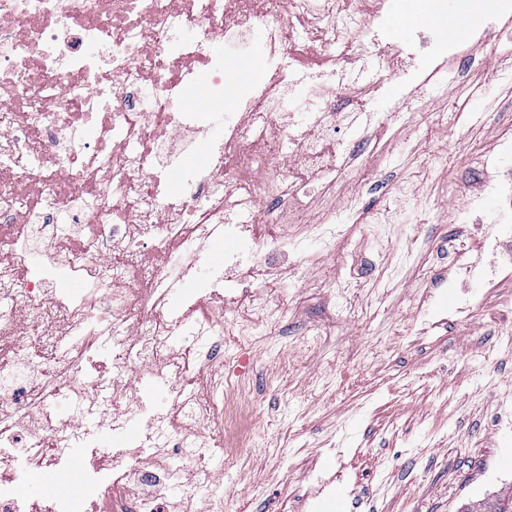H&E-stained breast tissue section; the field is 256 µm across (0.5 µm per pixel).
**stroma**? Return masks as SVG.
Masks as SVG:
<instances>
[{
  "label": "stroma",
  "mask_w": 512,
  "mask_h": 512,
  "mask_svg": "<svg viewBox=\"0 0 512 512\" xmlns=\"http://www.w3.org/2000/svg\"><path fill=\"white\" fill-rule=\"evenodd\" d=\"M370 4L387 38L354 45L368 75L336 98L342 107L362 100L381 123L370 140L339 137L362 172L377 173L363 192L368 214L392 215V181L409 182L412 197L384 240L350 220L333 250L311 244L300 268L267 261L251 274L281 322L274 334L226 350L244 386L225 399L254 407L249 445L214 455L238 460L221 476L237 512H285L321 475L334 480L328 493L340 495L331 512H464L512 490V427L494 422L498 403L512 400V363L499 356L512 340V282L467 295L454 267L436 260L442 242L456 239L467 247L460 262L472 261L483 225L495 218L490 197L476 221L460 214L484 178L474 158L496 160L512 137V42L474 49L461 71L445 72L446 94L414 99L405 78L382 65L387 40L443 30L452 8L487 21L497 0H433L409 30L396 22L398 0ZM264 40V28L255 29L253 55L227 63L219 97L196 84L193 109L240 120L236 103L266 67ZM492 65L502 78L491 85ZM463 296L469 314L453 319Z\"/></svg>",
  "instance_id": "stroma-1"
}]
</instances>
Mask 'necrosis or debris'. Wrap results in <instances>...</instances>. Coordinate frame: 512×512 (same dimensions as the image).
Returning <instances> with one entry per match:
<instances>
[{
    "instance_id": "necrosis-or-debris-1",
    "label": "necrosis or debris",
    "mask_w": 512,
    "mask_h": 512,
    "mask_svg": "<svg viewBox=\"0 0 512 512\" xmlns=\"http://www.w3.org/2000/svg\"><path fill=\"white\" fill-rule=\"evenodd\" d=\"M346 2L287 0L281 7L270 0L261 10L255 0H0V335L11 339L10 362L0 366V461L22 474L43 463L51 446L61 450V463L83 471L82 459L66 450L86 442L87 431L47 412L63 390L112 429L137 416L145 434L139 450L155 439L171 448V463L155 472L114 454L112 512H157L161 492L209 448L237 443L231 422L238 409L214 397L223 376L210 378L211 393L187 389L182 343L193 340L213 362L226 314L234 316L229 337L236 343L275 328L274 310L250 284L225 288V269L302 252L308 241L329 248L337 216L365 212L359 190L335 192L337 175L354 168L336 128L357 111L337 108L336 86L355 58L329 56L315 70L306 57L322 31L348 42L378 36L372 16ZM260 25L270 79L239 103L245 122L225 125L213 140L210 165L189 166L198 134H211L215 120L188 108L186 93L201 74L214 90L224 88L225 62L210 41L223 38L234 50ZM438 42L433 32L388 43L383 62L408 72L417 59L432 60ZM305 87L322 89L321 101L303 97L300 121L281 123ZM479 164L488 176L469 212L480 211L486 195L502 209L483 228L488 263L460 271L483 287L512 278V163ZM310 182L328 213L315 224L301 221ZM220 235L247 242L248 251L226 252L223 265H210L208 247ZM146 242L163 264L149 261ZM196 266L209 267L215 304L194 320L173 316L164 295ZM63 274L79 286L61 295L55 285ZM34 325L40 342L55 349L53 362L31 354L24 330ZM95 342L112 344L116 354L105 396L84 372ZM145 375L167 385L176 422L129 396V377ZM130 476L142 488L133 497L120 491Z\"/></svg>"
}]
</instances>
